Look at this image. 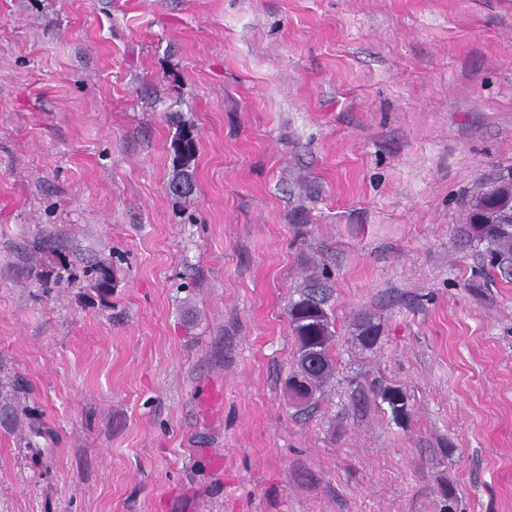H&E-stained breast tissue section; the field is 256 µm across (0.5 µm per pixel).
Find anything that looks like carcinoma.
<instances>
[{
  "label": "carcinoma",
  "instance_id": "carcinoma-1",
  "mask_svg": "<svg viewBox=\"0 0 512 512\" xmlns=\"http://www.w3.org/2000/svg\"><path fill=\"white\" fill-rule=\"evenodd\" d=\"M173 154L171 184H180L190 191L196 189L195 158L196 136L182 126L170 144ZM468 218L473 233L488 239L495 246V255L503 260L512 258V183L493 181L471 198ZM92 287L100 292L112 288L110 270L99 265L94 269ZM292 330L298 345V371L293 378L300 381L306 397H311L334 374L331 323L324 309L323 298L312 289L293 303L289 309ZM378 327L370 322L360 325L357 336L365 348L375 345ZM381 397L387 403L393 418L408 414L405 392L397 386H386Z\"/></svg>",
  "mask_w": 512,
  "mask_h": 512
}]
</instances>
